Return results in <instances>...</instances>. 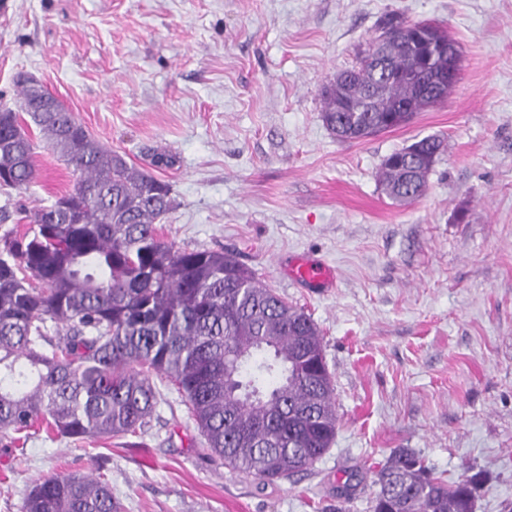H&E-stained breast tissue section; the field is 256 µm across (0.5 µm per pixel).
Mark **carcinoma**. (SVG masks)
<instances>
[{"mask_svg": "<svg viewBox=\"0 0 512 512\" xmlns=\"http://www.w3.org/2000/svg\"><path fill=\"white\" fill-rule=\"evenodd\" d=\"M388 16L391 71L364 52L321 90V118L340 141L409 123L431 107L426 91L457 47L448 28ZM418 64L424 84L393 73ZM19 111H0V186L36 177L35 144L19 112L77 173L66 207L34 210L22 231L0 236V433L46 431L84 441L133 434L151 417L165 375L210 450L263 483L313 466L337 426L320 330L304 310L258 281L229 252L176 248L157 224L174 208L171 185L128 164L70 112H51L31 81H16ZM444 151L428 136L387 155L377 172L398 202L425 194ZM67 328L49 335L48 323ZM484 475L445 482L412 448L395 449L377 474L371 512H474ZM21 512H118L112 487L80 473L48 477Z\"/></svg>", "mask_w": 512, "mask_h": 512, "instance_id": "carcinoma-1", "label": "carcinoma"}]
</instances>
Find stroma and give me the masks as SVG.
I'll list each match as a JSON object with an SVG mask.
<instances>
[{
    "label": "stroma",
    "mask_w": 512,
    "mask_h": 512,
    "mask_svg": "<svg viewBox=\"0 0 512 512\" xmlns=\"http://www.w3.org/2000/svg\"><path fill=\"white\" fill-rule=\"evenodd\" d=\"M397 13L459 42L453 93L403 128L341 142L321 89ZM25 73L107 147L172 188L165 240L233 253L317 323L338 425L313 468L265 486L206 445L181 395L135 434L0 436V512L53 474L105 479L120 512H369L377 471L413 448L456 481L486 471L475 512H512V0H0V110ZM37 179L0 187V234L72 189L31 128ZM428 135L447 150L411 204L376 173ZM172 166L156 167L158 155ZM336 273L330 290L288 273ZM361 483L346 502L336 488ZM293 266L294 280L315 288H334L335 272L330 267L307 260H296Z\"/></svg>",
    "instance_id": "obj_1"
}]
</instances>
